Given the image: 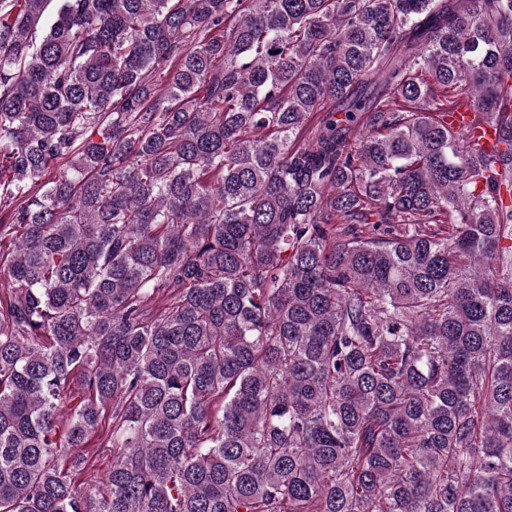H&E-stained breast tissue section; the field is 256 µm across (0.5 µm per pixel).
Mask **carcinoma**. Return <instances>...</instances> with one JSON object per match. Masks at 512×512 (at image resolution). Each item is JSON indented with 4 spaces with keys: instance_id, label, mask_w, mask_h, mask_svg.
<instances>
[{
    "instance_id": "obj_1",
    "label": "carcinoma",
    "mask_w": 512,
    "mask_h": 512,
    "mask_svg": "<svg viewBox=\"0 0 512 512\" xmlns=\"http://www.w3.org/2000/svg\"><path fill=\"white\" fill-rule=\"evenodd\" d=\"M3 206L0 512H512V0H0ZM105 419L102 420L101 425H99L98 430L94 434L91 445L88 448H78V452L89 460H91L90 468L82 473L81 475H77L76 483L84 484L81 488H91L87 483L97 484L96 489L98 488V482L102 477L106 474V472L112 466V449L110 448H101L97 445L98 436H101L105 433L108 426V418H106V423L104 424ZM92 477V482L89 479Z\"/></svg>"
}]
</instances>
